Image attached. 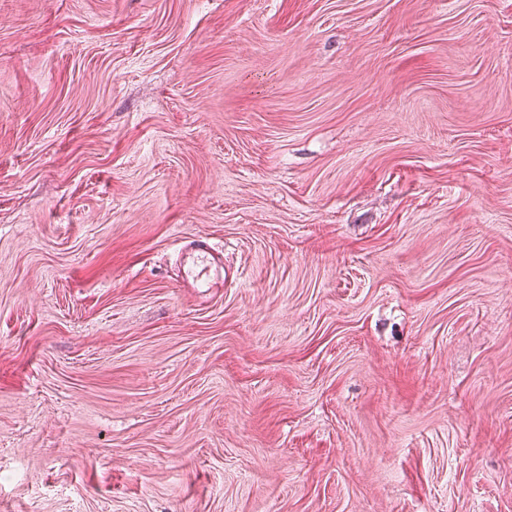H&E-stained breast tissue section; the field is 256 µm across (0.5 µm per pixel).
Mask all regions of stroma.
Segmentation results:
<instances>
[{
  "mask_svg": "<svg viewBox=\"0 0 512 512\" xmlns=\"http://www.w3.org/2000/svg\"><path fill=\"white\" fill-rule=\"evenodd\" d=\"M0 512H512V0H0ZM196 252V262L189 268L186 277L194 281L205 283L211 277H222L224 267L220 259L215 256L216 250L207 239H194L189 244ZM203 277H205L203 279Z\"/></svg>",
  "mask_w": 512,
  "mask_h": 512,
  "instance_id": "1",
  "label": "stroma"
}]
</instances>
